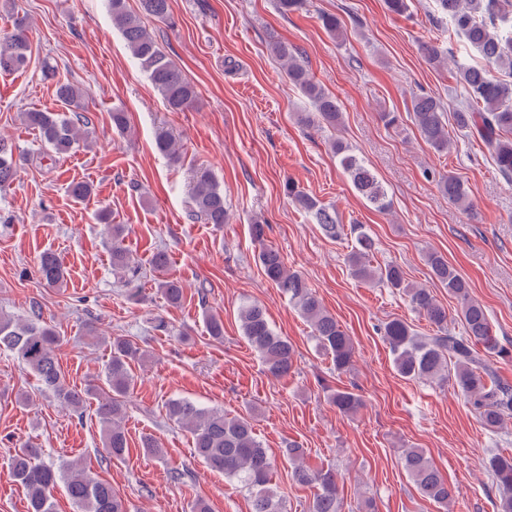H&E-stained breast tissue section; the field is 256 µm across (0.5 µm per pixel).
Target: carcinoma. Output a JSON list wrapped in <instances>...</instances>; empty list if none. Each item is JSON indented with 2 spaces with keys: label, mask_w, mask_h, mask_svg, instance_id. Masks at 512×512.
Wrapping results in <instances>:
<instances>
[{
  "label": "carcinoma",
  "mask_w": 512,
  "mask_h": 512,
  "mask_svg": "<svg viewBox=\"0 0 512 512\" xmlns=\"http://www.w3.org/2000/svg\"><path fill=\"white\" fill-rule=\"evenodd\" d=\"M438 10L448 17V28L475 48L482 64L455 62L452 48L434 42L421 45L428 63L442 66L453 63L455 80L467 94V104L447 117L444 104L425 94L411 95L410 118L420 138L437 152L451 148L448 122L477 137L491 154L502 178L512 184V31L501 27L503 18L512 12V0H435ZM113 25L121 32L131 55L148 74L169 109L184 112L194 108L198 92L183 70L160 48L142 17L160 22L171 19L170 0H139L140 12L127 9L126 0H107ZM309 0H277V9L284 15L308 11ZM271 52L282 62L289 82L309 99L314 111L301 114L304 125L336 129L342 112L336 97L310 73L298 47L286 41L269 44ZM30 52V42L23 24L0 43V70L13 71L23 66ZM508 74L503 79L499 72ZM46 80L55 82L57 99L65 106L63 112H25L24 122L38 131L46 152L43 157L69 152L82 140L89 124L85 115L84 92L81 88L56 78L48 66ZM159 152L173 161L181 157L180 146L166 129H158L155 137ZM339 166L349 177L354 189L375 210H388V194L366 162L340 138L330 142ZM21 167L8 139L0 136V191L12 185ZM441 192L448 202L470 211L473 202L465 183L450 173L439 179ZM288 197L311 213L316 223L331 237L340 235L336 210L326 207L300 189L288 184ZM190 199L191 216L206 224L221 225L228 219L224 206V189L214 173L206 167L193 171ZM112 269L124 275H138V263L123 245L124 225L109 224ZM268 224L256 221L251 234L260 246L258 260L267 280L271 281L311 325L320 351L331 357L336 372L348 371L354 362L355 347L348 336L322 305L307 279L287 268L280 253L265 245ZM354 236L349 266L353 277L403 293L412 308L436 327L433 336H420L413 325L399 318L383 323L380 332L389 344L396 371L404 378L439 380L452 385L472 406L484 428L494 431L512 419V387L501 383L490 369L487 354H506L490 325L486 309L470 293V285L458 271L436 252L426 254V263L434 278L448 289L457 302L461 331L448 327V309L441 305L432 291L409 283L402 269L394 264L373 266L370 253L373 243L359 224L350 226ZM40 283L46 288H60L66 273L56 255L46 251L37 261ZM158 290L170 305H178L184 297L180 281L162 279ZM238 316L243 335L275 378L288 375L293 369L295 349L288 339L272 328L266 309L257 302H245ZM60 336L44 320L41 311L32 309L26 317L0 313V350L14 354L32 372L41 388L53 394L73 413L81 416L90 403L103 433L108 458L129 454L128 438L123 425L128 397L134 387L132 363L142 351L132 340L117 336L110 341V358L105 364L102 384H90L84 390L69 386L59 363L57 350ZM336 411L353 414L362 400L350 390L337 389L329 394ZM166 415L177 427L191 435L196 456L210 469L236 481L253 497V512H283L279 497L269 487L273 462L257 438L252 420L241 415L229 416L224 411L206 408L181 398L167 401ZM43 450L26 443L11 459L10 471L15 482L28 494V512H54L52 491L63 485L79 512H127L121 496L112 485L97 478L82 463L72 461L55 466L41 461ZM304 450L288 446V457L295 461L293 478L300 485L316 488L312 512H342L338 476L332 470H311L303 462ZM402 465L416 489L426 499L448 505L454 487L441 474L420 448H408ZM488 469L499 490L498 512H512V455L497 453L488 459Z\"/></svg>",
  "instance_id": "obj_1"
}]
</instances>
